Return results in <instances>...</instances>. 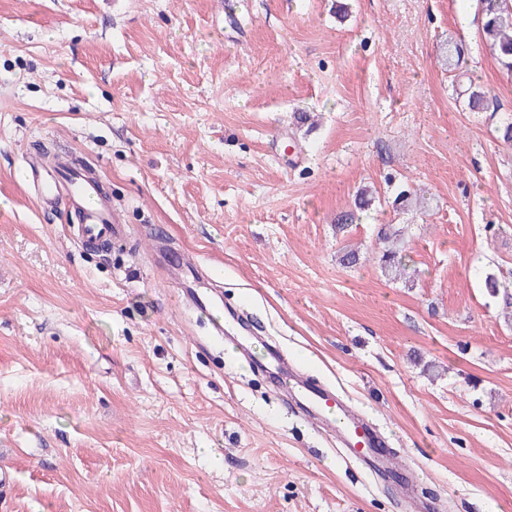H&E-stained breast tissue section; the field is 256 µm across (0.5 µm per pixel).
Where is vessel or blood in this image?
I'll return each instance as SVG.
<instances>
[{
    "mask_svg": "<svg viewBox=\"0 0 512 512\" xmlns=\"http://www.w3.org/2000/svg\"><path fill=\"white\" fill-rule=\"evenodd\" d=\"M27 179L43 205L51 206L61 200L66 202L78 221L77 230L82 241H110L125 236L126 227L119 223L97 179L68 159H60L51 167L30 165ZM264 367L275 371L279 386L298 404L336 431L350 456L398 472L395 458L385 451L384 435L366 416L336 393L308 385L288 369L278 350H269Z\"/></svg>",
    "mask_w": 512,
    "mask_h": 512,
    "instance_id": "obj_1",
    "label": "vessel or blood"
}]
</instances>
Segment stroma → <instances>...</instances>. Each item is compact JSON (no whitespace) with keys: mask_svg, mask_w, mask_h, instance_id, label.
<instances>
[{"mask_svg":"<svg viewBox=\"0 0 512 512\" xmlns=\"http://www.w3.org/2000/svg\"><path fill=\"white\" fill-rule=\"evenodd\" d=\"M511 119L477 0H0V512H405L212 346L207 289L374 421L427 512H512V325L481 286L512 293ZM37 153L94 173L127 238L42 209ZM401 233L402 230L395 229L393 224H384L378 231L379 239L386 244L379 258L380 266L385 275L388 277L393 276L394 280L401 275L402 271L403 277L407 275L402 261L404 243L402 242Z\"/></svg>","mask_w":512,"mask_h":512,"instance_id":"obj_1","label":"stroma"}]
</instances>
